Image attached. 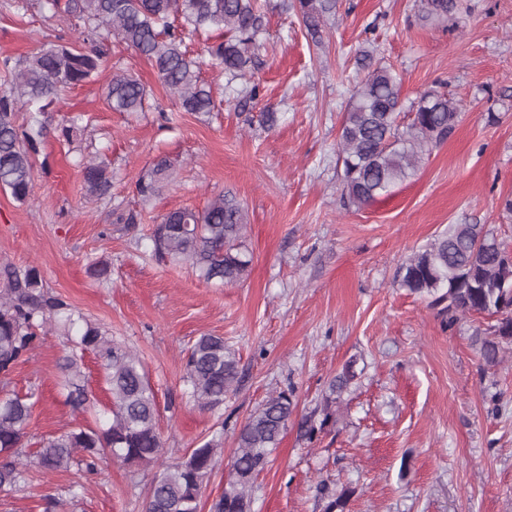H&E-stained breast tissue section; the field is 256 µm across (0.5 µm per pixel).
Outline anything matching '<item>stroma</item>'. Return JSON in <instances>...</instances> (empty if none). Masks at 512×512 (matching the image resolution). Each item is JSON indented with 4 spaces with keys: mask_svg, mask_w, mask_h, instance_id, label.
I'll use <instances>...</instances> for the list:
<instances>
[{
    "mask_svg": "<svg viewBox=\"0 0 512 512\" xmlns=\"http://www.w3.org/2000/svg\"><path fill=\"white\" fill-rule=\"evenodd\" d=\"M44 0H0V59L22 57L71 33ZM294 0H261L267 32L245 81L258 94L239 107L219 69L201 78L219 106L210 116L180 113L151 64L120 41L92 83L67 91L60 107L83 114L65 141L51 127L35 157V195L20 203L0 190V269L36 268L45 288L80 309L142 358L159 404L168 463L201 442L221 451L203 483L200 512L224 489L237 435L266 397L291 391L296 403L281 442L255 481L250 512H331L350 489L346 512H512V353L487 367L474 346L482 315L449 323L430 298L399 285L404 261L451 224H483L512 249V0H464L447 24L421 19L419 0H338L312 39ZM402 77L408 122L426 92L448 93L462 108L455 132L434 147L413 177L361 209L342 199L337 160L343 114L365 75L360 51ZM150 86L143 112L109 109L115 71ZM278 120L266 126L263 114ZM83 154L112 164L111 202L82 194ZM177 173L142 204L135 176L158 157ZM233 195L247 217L251 255L243 283L205 282L188 265L143 252L153 224L178 208L203 210ZM137 213L118 231L112 206ZM108 262L111 281L88 273ZM223 337L239 360L238 381L220 411L186 394L187 349ZM65 339L49 332L7 377L8 390L33 394L22 452L90 425L110 394L93 355L84 367L93 410H73L59 362ZM357 378L321 412L346 363ZM319 428L306 440V424ZM155 467L102 458L96 472L44 476L0 492V512H43L46 498L78 482L58 512H145Z\"/></svg>",
    "mask_w": 512,
    "mask_h": 512,
    "instance_id": "stroma-1",
    "label": "stroma"
}]
</instances>
